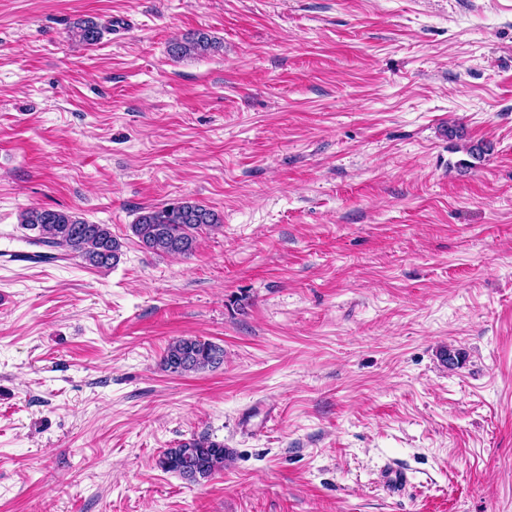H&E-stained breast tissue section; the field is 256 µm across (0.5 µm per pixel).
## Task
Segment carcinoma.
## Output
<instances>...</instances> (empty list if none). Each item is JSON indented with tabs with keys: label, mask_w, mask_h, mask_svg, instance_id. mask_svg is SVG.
<instances>
[{
	"label": "carcinoma",
	"mask_w": 512,
	"mask_h": 512,
	"mask_svg": "<svg viewBox=\"0 0 512 512\" xmlns=\"http://www.w3.org/2000/svg\"><path fill=\"white\" fill-rule=\"evenodd\" d=\"M104 28L92 21H79L73 36L86 45L97 44ZM216 48L204 32H195L169 45L174 58L202 55ZM22 228L47 247L74 256L93 268H113L123 255L122 243L109 225L92 224L67 209L33 207L21 218ZM222 219L214 210L189 198L139 210L130 230L142 248L155 255L188 258L198 247L200 233L215 230ZM224 363V348L199 336L173 339L162 358L165 371L185 376L218 368ZM233 460V450L208 434L192 436L173 448L163 449L156 465L182 480L200 484L210 480Z\"/></svg>",
	"instance_id": "cac0c4a2"
}]
</instances>
